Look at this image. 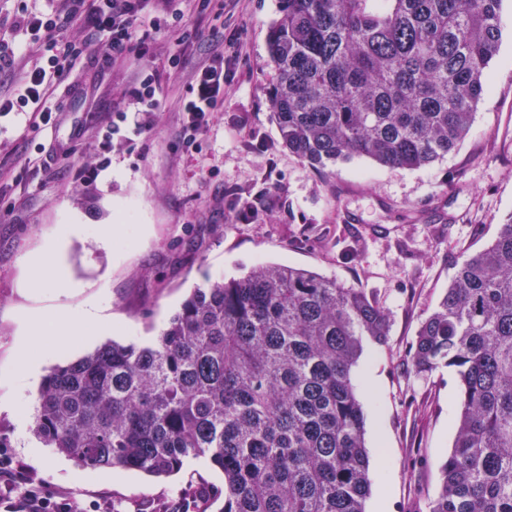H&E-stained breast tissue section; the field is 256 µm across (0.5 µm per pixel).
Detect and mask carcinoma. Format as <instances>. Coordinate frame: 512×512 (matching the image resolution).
<instances>
[{"label":"carcinoma","instance_id":"cac0c4a2","mask_svg":"<svg viewBox=\"0 0 512 512\" xmlns=\"http://www.w3.org/2000/svg\"><path fill=\"white\" fill-rule=\"evenodd\" d=\"M267 88L281 142L312 169H416L455 150L486 91L503 0H280ZM389 314L363 289L259 261L194 289L149 344L53 367L35 436L84 468L151 477L204 460L223 512H365L353 367ZM457 379L455 437L429 512H512V216L465 255L409 350Z\"/></svg>","mask_w":512,"mask_h":512}]
</instances>
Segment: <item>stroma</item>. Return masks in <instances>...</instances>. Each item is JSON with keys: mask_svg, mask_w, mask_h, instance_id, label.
<instances>
[{"mask_svg": "<svg viewBox=\"0 0 512 512\" xmlns=\"http://www.w3.org/2000/svg\"><path fill=\"white\" fill-rule=\"evenodd\" d=\"M182 8L197 30L195 47L181 49L160 30L150 36V64L130 55L101 70V45L73 26L68 36L85 51L56 92L65 113L36 131L23 118L0 116V401L19 391L34 399L52 367L102 342L149 343L206 280L240 276L259 260L308 269L364 289L390 316L387 346L365 345L354 370L372 471L365 512H429L454 440L458 385L445 366L415 374L407 352L457 263L490 244L512 216V0H503L502 39L468 135L419 169L355 158L314 170L282 146L266 94L267 32L280 0H211L202 11L184 0ZM216 30L240 37L224 50L233 78L199 148L189 150L180 138L181 105L202 61L198 49ZM177 52L183 65L173 69ZM146 67L158 76L162 112L149 130L122 128L102 150L116 111L137 112L132 91ZM103 154L110 163L96 183L74 178V167ZM264 187L277 197L274 211L239 222L237 210ZM117 210L120 231L102 243L99 230ZM70 211L83 214L85 230L66 238L59 270L81 286L34 292L26 260L64 238ZM104 294L108 326H85L80 336L27 335L30 322L74 315ZM22 346L38 364L28 381L16 368ZM33 428V417L21 422L0 411V438L32 479L82 503L104 492L116 512H157L178 490L204 485L216 492L207 512H222L223 476L204 461L165 479L90 470L42 448ZM37 447L38 463L28 455Z\"/></svg>", "mask_w": 512, "mask_h": 512, "instance_id": "stroma-1", "label": "stroma"}]
</instances>
